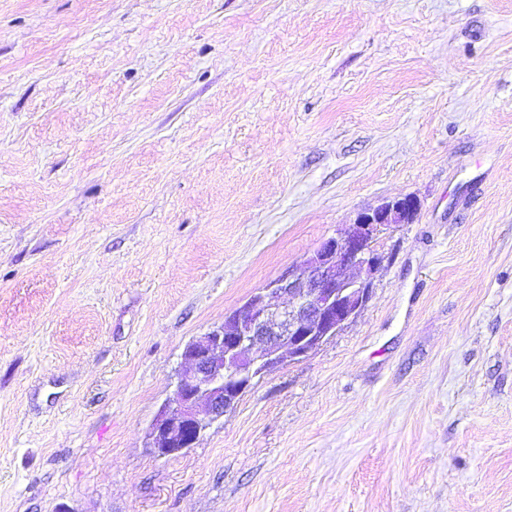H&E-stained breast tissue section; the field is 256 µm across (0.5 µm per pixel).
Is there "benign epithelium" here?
Segmentation results:
<instances>
[{"mask_svg":"<svg viewBox=\"0 0 512 512\" xmlns=\"http://www.w3.org/2000/svg\"><path fill=\"white\" fill-rule=\"evenodd\" d=\"M418 201L405 196L358 214L300 264L254 292L224 323L191 341L176 371L173 398L154 419L149 447L159 456L194 447L271 368L299 361L354 321L368 303L383 262V227L409 224Z\"/></svg>","mask_w":512,"mask_h":512,"instance_id":"1","label":"benign epithelium"}]
</instances>
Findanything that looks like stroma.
Here are the masks:
<instances>
[{
	"label": "stroma",
	"instance_id": "obj_1",
	"mask_svg": "<svg viewBox=\"0 0 512 512\" xmlns=\"http://www.w3.org/2000/svg\"><path fill=\"white\" fill-rule=\"evenodd\" d=\"M405 196L153 454L184 347ZM0 512H512V0H0ZM418 209V201L405 196L359 213L349 230L324 239L222 325L191 341L176 371L174 396L151 425L149 448L162 457L193 448L207 424L224 418L257 378L286 358L308 357L353 322L383 262L377 234L411 223ZM281 298L288 303L279 305Z\"/></svg>",
	"mask_w": 512,
	"mask_h": 512
}]
</instances>
